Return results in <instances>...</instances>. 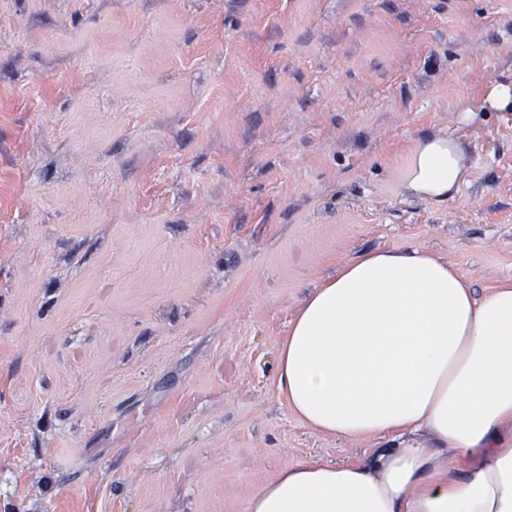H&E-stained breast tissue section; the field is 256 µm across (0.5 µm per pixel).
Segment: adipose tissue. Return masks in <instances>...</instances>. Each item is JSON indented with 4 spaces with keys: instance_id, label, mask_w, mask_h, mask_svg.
I'll return each instance as SVG.
<instances>
[{
    "instance_id": "adipose-tissue-1",
    "label": "adipose tissue",
    "mask_w": 512,
    "mask_h": 512,
    "mask_svg": "<svg viewBox=\"0 0 512 512\" xmlns=\"http://www.w3.org/2000/svg\"><path fill=\"white\" fill-rule=\"evenodd\" d=\"M404 177L423 199L452 197L456 143L419 141ZM278 371L308 424L397 445L284 467L248 512H512V283L478 298L439 257L362 255L298 311Z\"/></svg>"
}]
</instances>
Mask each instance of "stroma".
I'll return each mask as SVG.
<instances>
[{"instance_id":"35a3bbf8","label":"stroma","mask_w":512,"mask_h":512,"mask_svg":"<svg viewBox=\"0 0 512 512\" xmlns=\"http://www.w3.org/2000/svg\"><path fill=\"white\" fill-rule=\"evenodd\" d=\"M498 83L512 0H0V512H247L388 447L304 423L280 346L367 252L512 280ZM404 177L423 199L441 202L452 197L463 177L456 143L442 136L419 141L410 155Z\"/></svg>"}]
</instances>
